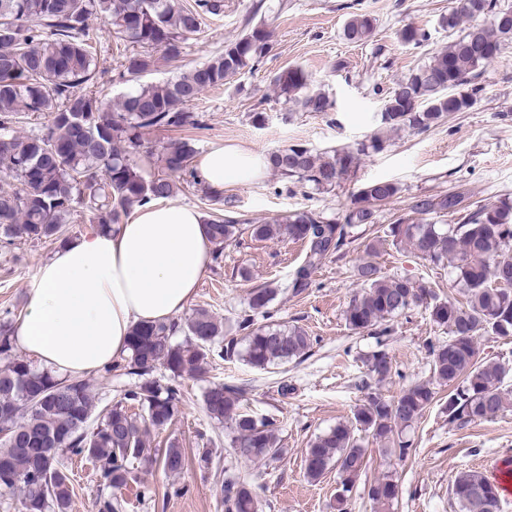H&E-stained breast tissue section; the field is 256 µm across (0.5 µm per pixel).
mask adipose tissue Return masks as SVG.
Returning <instances> with one entry per match:
<instances>
[{"label": "adipose tissue", "instance_id": "obj_1", "mask_svg": "<svg viewBox=\"0 0 512 512\" xmlns=\"http://www.w3.org/2000/svg\"><path fill=\"white\" fill-rule=\"evenodd\" d=\"M268 168L264 153L221 146L196 169L212 191L247 183ZM211 244L202 214L150 202L111 230H91L56 250L27 284L15 338L27 358L59 375L83 376L127 354L131 329L170 323L206 273Z\"/></svg>", "mask_w": 512, "mask_h": 512}]
</instances>
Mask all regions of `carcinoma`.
Segmentation results:
<instances>
[{
  "label": "carcinoma",
  "instance_id": "1",
  "mask_svg": "<svg viewBox=\"0 0 512 512\" xmlns=\"http://www.w3.org/2000/svg\"><path fill=\"white\" fill-rule=\"evenodd\" d=\"M442 19L448 46L395 84L381 112V124L397 130L423 131L453 115L471 110L482 87L481 68L512 43V6L500 0H461ZM222 0H196L185 8L179 0H0V240L20 238L32 243L68 240L65 225L87 214L100 230H110L145 203L174 198L180 182L202 185L192 166L195 139L170 140L149 155L156 156L157 171L146 172L137 153L147 130L204 128L202 116L186 105L210 88H217L251 69L270 49L272 32L266 21L224 46V53L176 78L142 85L111 104L96 90L97 54L90 43L89 20L110 25L134 51L125 55L117 76L138 77L157 65L156 53L177 60L182 43L196 33L204 15L223 11ZM375 28L368 13L353 15L345 24L346 39H367ZM404 46L419 47L426 34L406 25L398 31ZM275 85L290 112H328L333 102L311 88V76L295 66L280 73ZM44 116L40 130L21 135L19 120ZM382 139L374 134L355 149L314 152L301 145L269 155L273 169L286 178L328 189L343 179L360 156L377 152ZM398 186L387 180L364 184L353 194L344 223L303 210L264 224H247L236 217L207 218L214 259L224 244L238 238L247 225L257 239H289L305 244L303 263L295 270L291 287L298 293L311 284V275L326 257L339 254L359 239L356 230L373 223L375 207L392 201ZM417 215L463 213L462 222L422 224L402 218L390 229L396 243L409 245L420 257L434 263L447 261L455 283L463 288L466 305L438 298L426 286L403 277H387L371 259L374 247L356 265L360 290L344 311L355 333L388 336L392 321L420 303L431 320L449 330L448 341L430 345L432 379L411 384L399 396L387 398L361 382L366 390L353 418L355 425L380 442L393 445L400 458L410 455L402 432L429 409L436 398L435 385H446L448 421L492 419L506 402L505 379L509 369L497 362L479 360L477 336L491 333L512 336V200L464 205L457 192L417 196L409 205ZM277 289H251L248 310L239 315L235 330L246 335L244 352L237 340L226 338L222 324L208 310L197 308L183 322H143L132 328L128 354L104 367L112 374L123 371L141 378L124 390L123 397L98 409L88 381L59 377L38 369L17 354L14 336L16 314L5 311L0 320V490L19 492L20 512H69L70 456L98 464L100 481L110 494L97 501L98 512H122L117 493L136 485L143 496L152 490L141 473L157 464L170 474L186 465L184 450L172 442L158 456L148 454L144 436L151 428L169 425L182 400L177 380L202 377L213 356L243 355L251 366L265 368L302 357L312 339L297 326L269 323L270 306ZM266 323H258V318ZM181 333L184 340L173 336ZM170 373L162 385L148 378L157 367ZM368 375L382 382L391 377L388 353L377 350L367 359ZM246 390L217 383L204 392L208 417L226 423L238 458L275 462L281 439L276 423L244 410ZM140 407V413L128 405ZM365 449L350 426L340 423L316 437L306 449L305 476L316 481L334 469L341 490L336 512H345L362 470ZM460 512H500L501 495L482 472L460 473L453 484ZM400 494L391 475L368 488V498L386 512ZM258 494L245 480L224 478V512H261Z\"/></svg>",
  "mask_w": 512,
  "mask_h": 512
}]
</instances>
